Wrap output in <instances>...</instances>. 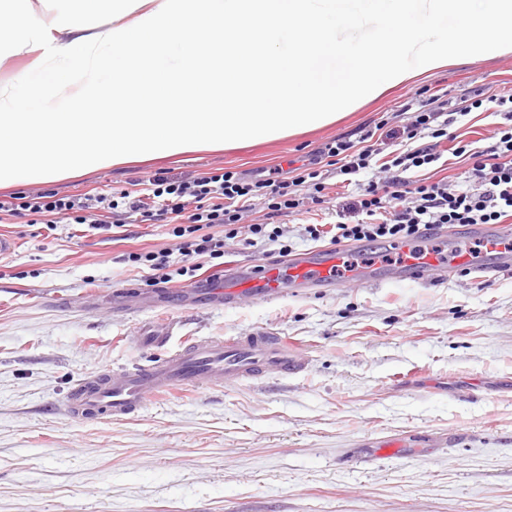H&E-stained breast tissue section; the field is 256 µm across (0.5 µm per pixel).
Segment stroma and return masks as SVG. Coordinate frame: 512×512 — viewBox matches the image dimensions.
I'll list each match as a JSON object with an SVG mask.
<instances>
[{
    "label": "stroma",
    "mask_w": 512,
    "mask_h": 512,
    "mask_svg": "<svg viewBox=\"0 0 512 512\" xmlns=\"http://www.w3.org/2000/svg\"><path fill=\"white\" fill-rule=\"evenodd\" d=\"M512 93V51L472 56L395 86L336 123L257 146L106 168L47 182L63 194L131 189L158 172L250 173L317 154L330 138L385 137L416 98ZM350 188L329 179L324 203L278 217L293 255L331 248L303 239L333 224ZM18 246L0 256V512H512V274L380 288L289 289L272 302L225 307L224 276L280 261L260 243L203 267L204 304L169 302L130 252L170 242L166 224L95 230L59 224L34 236L0 218ZM156 299L180 336L265 329L308 358L305 371L153 401L124 420L76 421L62 405L78 380L163 358L145 348L140 309ZM399 454L366 464L367 449Z\"/></svg>",
    "instance_id": "1"
}]
</instances>
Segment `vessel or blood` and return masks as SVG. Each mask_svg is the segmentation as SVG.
Returning a JSON list of instances; mask_svg holds the SVG:
<instances>
[{"label":"vessel or blood","instance_id":"obj_1","mask_svg":"<svg viewBox=\"0 0 512 512\" xmlns=\"http://www.w3.org/2000/svg\"><path fill=\"white\" fill-rule=\"evenodd\" d=\"M473 233L485 247L483 259L457 251L452 259H443L432 249L416 241L402 243L401 265L389 274L392 283L442 281L453 272L465 268L483 280L512 272V250L504 245L512 228L479 224ZM347 264L343 249L323 250L319 254L290 260L287 267H265L260 276L239 274L224 281V304L241 305L245 300L275 301L284 295L285 287L339 288L379 284L372 272L360 270L340 278ZM175 322L167 318L153 320L139 343L147 348L167 350L168 355L151 367H117L84 381L65 400L64 410L71 418L95 414L112 420L127 418L147 402L174 393L182 387L210 390L227 382H246L284 377L304 371L307 358L303 352L289 350L275 333L267 330L242 331L231 336H203L170 342Z\"/></svg>","mask_w":512,"mask_h":512}]
</instances>
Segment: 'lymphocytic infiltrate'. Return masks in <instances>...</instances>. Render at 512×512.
<instances>
[{"instance_id": "obj_1", "label": "lymphocytic infiltrate", "mask_w": 512, "mask_h": 512, "mask_svg": "<svg viewBox=\"0 0 512 512\" xmlns=\"http://www.w3.org/2000/svg\"><path fill=\"white\" fill-rule=\"evenodd\" d=\"M495 113L504 121L495 142L485 148L455 145V156L468 159L463 186L444 181L410 180L407 171L438 162L441 145L457 116L471 112L474 104L461 99L448 105L440 96L418 103L402 128L392 138L409 141L410 149L394 150L389 160L374 166L378 154L374 131H363L359 142L339 136L325 143L319 153L305 156L292 178L273 171L242 176L233 171L196 177H174L159 172L144 179L136 192L62 195L54 191H28L14 200L0 201V213L35 216L47 230L62 221L87 224L99 230L109 223L123 224L133 217L169 221L176 238L174 248L147 253H128L126 262L148 264L153 285L173 277H195L201 259L224 258L230 241L253 245L255 239L278 242L281 227L245 223L255 200H263L271 216L289 215L304 202L320 203L329 178L356 182V195L336 206L333 243L357 242L366 246L388 245L432 236L448 224H499L512 218V94L493 97Z\"/></svg>"}]
</instances>
